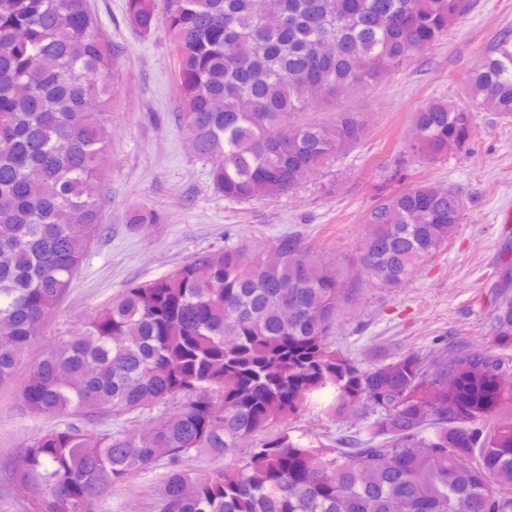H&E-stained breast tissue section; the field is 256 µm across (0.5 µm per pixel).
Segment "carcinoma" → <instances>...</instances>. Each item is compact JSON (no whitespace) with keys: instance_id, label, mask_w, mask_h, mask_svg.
Wrapping results in <instances>:
<instances>
[{"instance_id":"cac0c4a2","label":"carcinoma","mask_w":512,"mask_h":512,"mask_svg":"<svg viewBox=\"0 0 512 512\" xmlns=\"http://www.w3.org/2000/svg\"><path fill=\"white\" fill-rule=\"evenodd\" d=\"M470 0H125L144 36L175 57L177 119L193 156L244 203L283 194L360 144L363 112L336 91L372 90L438 44ZM117 50L88 0H0V384L33 356L22 401L83 421L46 431L11 468L28 512H92L135 473L165 462L155 512H512V365L453 346L367 364L330 341L357 279L303 235L256 253L198 254L123 289L82 326L40 345L103 231L101 162ZM462 104L413 113L400 164L463 148L474 112L512 115V31L478 56ZM327 110L323 119L306 114ZM301 116L283 123L288 113ZM463 201L430 182L383 194L364 216L360 271L406 282L456 233ZM132 228L158 224L135 212ZM493 285L494 344L512 348V263ZM164 406L147 431L108 417ZM318 409L351 420L328 444L267 430ZM219 466L186 469L191 452Z\"/></svg>"}]
</instances>
